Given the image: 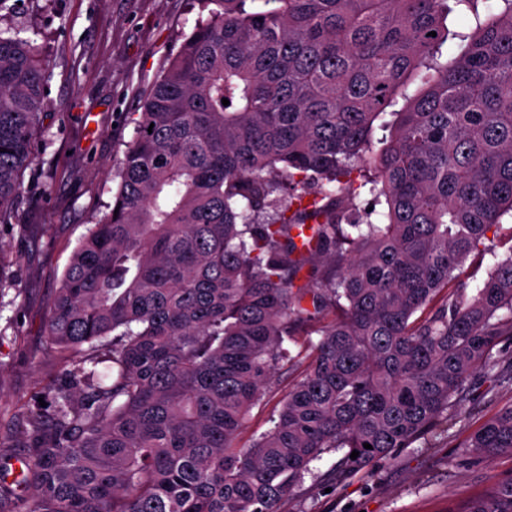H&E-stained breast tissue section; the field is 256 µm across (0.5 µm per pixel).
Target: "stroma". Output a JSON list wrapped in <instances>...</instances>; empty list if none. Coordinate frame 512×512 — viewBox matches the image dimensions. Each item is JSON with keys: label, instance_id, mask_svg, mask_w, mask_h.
<instances>
[{"label": "stroma", "instance_id": "obj_1", "mask_svg": "<svg viewBox=\"0 0 512 512\" xmlns=\"http://www.w3.org/2000/svg\"><path fill=\"white\" fill-rule=\"evenodd\" d=\"M198 17L190 0H0V22L46 36L51 71L35 158L0 224V471L25 455L29 413L79 358L49 343L51 301L74 249L112 202L145 94ZM299 376L277 371L264 404L247 417L241 444L273 427ZM511 405V390L474 371L469 403L435 446L416 442L372 474L335 486L327 476L338 456L324 454L281 512H465L495 481L512 477V455L486 462L463 455L461 446Z\"/></svg>", "mask_w": 512, "mask_h": 512}]
</instances>
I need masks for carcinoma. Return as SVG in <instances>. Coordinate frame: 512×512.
I'll list each match as a JSON object with an SVG mask.
<instances>
[{
  "mask_svg": "<svg viewBox=\"0 0 512 512\" xmlns=\"http://www.w3.org/2000/svg\"><path fill=\"white\" fill-rule=\"evenodd\" d=\"M486 2L200 0L52 301L48 338L90 357L31 414L24 512H280L323 454L338 484L456 418L477 367L512 390V254L448 290L512 213V0ZM39 35L0 27V224L44 114ZM464 447L512 453V406ZM465 512H512V477ZM490 267L491 257L489 255H486L482 263L479 258L470 256L455 272L457 279L450 288H457L459 284H464L469 293L476 291L482 285L487 269ZM301 370L281 369L272 378L266 400L263 405L254 407L240 434V445H248L274 426V419L288 394L290 386L299 378Z\"/></svg>",
  "mask_w": 512,
  "mask_h": 512,
  "instance_id": "1",
  "label": "carcinoma"
}]
</instances>
